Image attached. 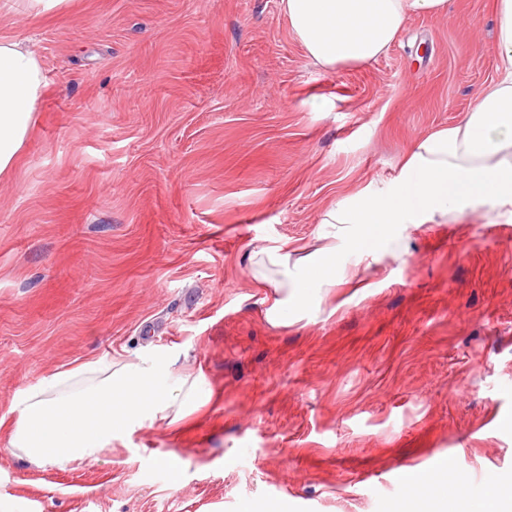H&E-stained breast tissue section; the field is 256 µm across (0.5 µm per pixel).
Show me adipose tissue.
Instances as JSON below:
<instances>
[{
	"label": "adipose tissue",
	"instance_id": "obj_1",
	"mask_svg": "<svg viewBox=\"0 0 512 512\" xmlns=\"http://www.w3.org/2000/svg\"><path fill=\"white\" fill-rule=\"evenodd\" d=\"M447 5L448 0H280L306 58L325 71L378 59L411 16L438 15ZM496 49L500 74L458 125L416 141L385 190L337 200L321 213L320 223L340 225L353 251H387L388 230L396 224H444L452 213L512 207V0L497 2ZM44 89L34 50L20 39H0V175L13 169ZM249 263L254 279L272 291L266 318L275 326L320 308L322 289L358 285L332 246L299 258L287 245L265 246L251 252ZM211 396L203 376H175L157 362H126L107 372L100 363H85L28 393L9 447L38 468L91 460L121 430L156 416L178 423ZM454 485V467L444 463L414 481L390 512H512V487L495 482L476 496Z\"/></svg>",
	"mask_w": 512,
	"mask_h": 512
}]
</instances>
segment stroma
Masks as SVG:
<instances>
[{
    "instance_id": "stroma-1",
    "label": "stroma",
    "mask_w": 512,
    "mask_h": 512,
    "mask_svg": "<svg viewBox=\"0 0 512 512\" xmlns=\"http://www.w3.org/2000/svg\"><path fill=\"white\" fill-rule=\"evenodd\" d=\"M495 0L414 16L388 52L325 73L280 0H68L0 14L46 87L0 177V512H385L450 460L512 481V209L399 226L366 262L319 221L399 174L497 75ZM335 245L358 292L268 322L250 250ZM203 374L181 430L144 421L95 459L8 451L15 408L86 362ZM180 462L178 474L162 464Z\"/></svg>"
}]
</instances>
